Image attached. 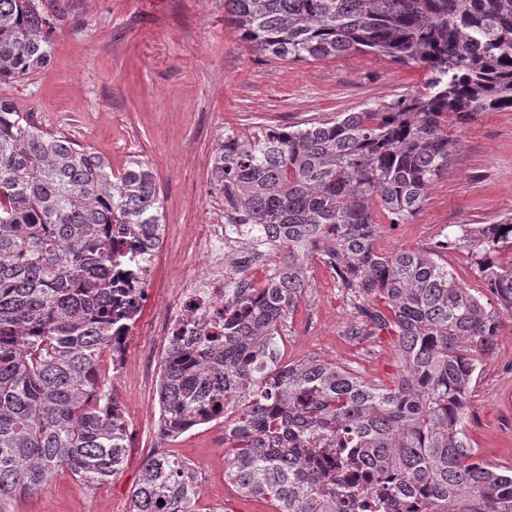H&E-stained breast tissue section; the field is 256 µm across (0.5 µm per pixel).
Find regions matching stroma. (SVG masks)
Returning <instances> with one entry per match:
<instances>
[{
    "label": "stroma",
    "mask_w": 512,
    "mask_h": 512,
    "mask_svg": "<svg viewBox=\"0 0 512 512\" xmlns=\"http://www.w3.org/2000/svg\"><path fill=\"white\" fill-rule=\"evenodd\" d=\"M54 22L49 64L18 82L0 83L45 129L89 144L119 170L149 165L164 207L163 243L156 253L141 321L160 305L180 303L178 290L200 262L194 243L204 225L224 220L210 192L218 139L231 131L325 121L364 105L386 104L421 89L425 70L370 53L313 62L271 61L241 40L224 0H39ZM448 171L428 189L422 209L404 224H383L388 251L423 250L461 227L512 218V111L486 112L456 127ZM493 349L469 391L465 432L476 459L512 467V315L501 313ZM361 316L321 266L285 320L286 359L316 358L354 368L372 381L394 382L400 371L396 338L382 332L353 339ZM150 337L133 334L122 373L126 420L133 436L114 479L88 487L61 472L16 512H128L130 496L151 452L169 450L206 474L210 512H272L265 500L239 494L216 458L224 429L200 425L177 440H161L156 384L142 374Z\"/></svg>",
    "instance_id": "obj_1"
}]
</instances>
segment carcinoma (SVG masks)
Wrapping results in <instances>:
<instances>
[{
    "instance_id": "obj_1",
    "label": "carcinoma",
    "mask_w": 512,
    "mask_h": 512,
    "mask_svg": "<svg viewBox=\"0 0 512 512\" xmlns=\"http://www.w3.org/2000/svg\"><path fill=\"white\" fill-rule=\"evenodd\" d=\"M226 20L257 53L317 61L355 52L426 69L421 90L292 130L224 134L210 193L224 223L277 239L257 300L233 288L224 340L171 346L158 383L160 438L224 425V479L275 512H339L359 492L352 469L392 470L434 512H512V468L473 460L464 422L481 356L500 326L438 250L466 247L496 301L512 314V219L462 227L433 250L377 248L374 205L392 224L421 209L448 171V128L512 111V0H224ZM52 20L37 0H0V82L51 59ZM163 205L151 168L119 171L63 133L44 130L0 98V512L68 469L101 484L122 464L123 422L100 359L112 348V268L132 242L162 243ZM362 316L351 328L397 336L391 386L317 359L281 364L286 314L317 258ZM221 412L200 416L201 406ZM321 434L343 453L316 468ZM198 470L167 451L148 455L130 512H198Z\"/></svg>"
}]
</instances>
